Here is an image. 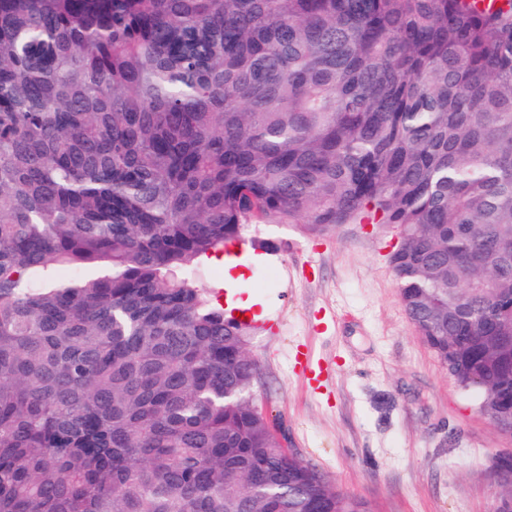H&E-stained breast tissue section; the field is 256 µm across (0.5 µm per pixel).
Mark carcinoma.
Listing matches in <instances>:
<instances>
[{"mask_svg":"<svg viewBox=\"0 0 512 512\" xmlns=\"http://www.w3.org/2000/svg\"><path fill=\"white\" fill-rule=\"evenodd\" d=\"M476 3L0 0V512H372L199 287L255 219L394 232L420 337L512 415V0Z\"/></svg>","mask_w":512,"mask_h":512,"instance_id":"cac0c4a2","label":"carcinoma"}]
</instances>
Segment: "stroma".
Listing matches in <instances>:
<instances>
[{
	"instance_id": "35a3bbf8",
	"label": "stroma",
	"mask_w": 512,
	"mask_h": 512,
	"mask_svg": "<svg viewBox=\"0 0 512 512\" xmlns=\"http://www.w3.org/2000/svg\"><path fill=\"white\" fill-rule=\"evenodd\" d=\"M243 236L246 293L268 322L249 339L252 394L288 453L375 512H497L512 435L418 335L394 234L255 221Z\"/></svg>"
}]
</instances>
